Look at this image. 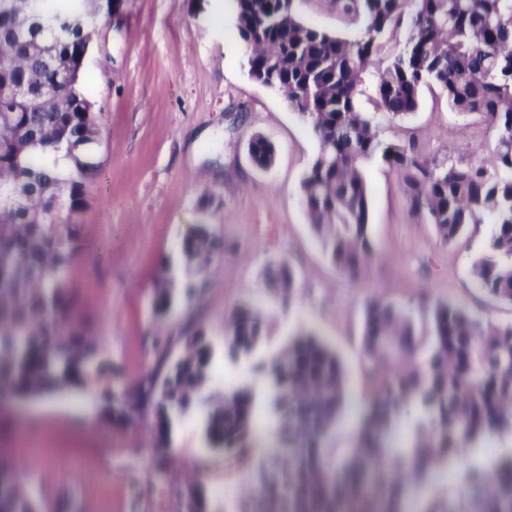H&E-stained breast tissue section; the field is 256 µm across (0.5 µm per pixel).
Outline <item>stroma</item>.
<instances>
[{"instance_id": "stroma-1", "label": "stroma", "mask_w": 512, "mask_h": 512, "mask_svg": "<svg viewBox=\"0 0 512 512\" xmlns=\"http://www.w3.org/2000/svg\"><path fill=\"white\" fill-rule=\"evenodd\" d=\"M298 10L317 28L348 38L357 33L334 0H299ZM244 65L231 0H118L112 20L100 24L84 88L99 115L101 167L77 217L83 245L67 289L79 323L113 372L147 373L156 360L154 337H176L190 319L214 348L207 394L261 387L256 357L232 358L224 348V321L245 302L266 313L258 357L275 356L301 327H313L336 349L357 392L369 384L360 344L371 299L406 303L426 291L483 319L512 322V305L492 302L473 286L472 262L485 251L490 225L467 243H441L431 225L410 216L399 177L378 162L363 167L374 255L361 281L340 274L300 200L318 142L284 97L251 81ZM258 134L275 147L265 170L248 156ZM387 136L416 141L423 153L453 162L489 160L495 149L482 118L452 112L435 88L422 89L417 110ZM199 224L234 249L209 266L202 296L160 318L159 271L182 266L179 244ZM275 260L295 273L296 299L288 307L264 277ZM204 417V408L194 406L173 418L177 457L158 484L152 446L160 414L148 409L127 427L105 416L91 387L25 402L0 398V448L38 458L24 484L48 512H59L62 503L68 512H178L176 492L192 480L208 512H233L249 474L207 448ZM188 459L199 464L197 473L185 469Z\"/></svg>"}]
</instances>
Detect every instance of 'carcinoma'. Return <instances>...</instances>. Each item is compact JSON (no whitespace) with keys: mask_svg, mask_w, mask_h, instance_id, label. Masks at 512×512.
<instances>
[{"mask_svg":"<svg viewBox=\"0 0 512 512\" xmlns=\"http://www.w3.org/2000/svg\"><path fill=\"white\" fill-rule=\"evenodd\" d=\"M238 34L247 47L251 79L277 90L309 125L319 149L300 186L302 207L324 253L348 279L359 280L374 254L370 199L362 165L379 160L402 182L409 212L433 226L445 243L471 228L492 225L488 255L471 275L488 298L512 304V0H336L363 23L354 40L307 24L296 0H233ZM100 0H0V101L12 110L0 127V395L50 397L103 382L106 414L130 420L166 403L186 411L201 396L187 389L208 379L211 348L202 329L187 322L193 341L173 356L157 346L154 368L129 379L112 373L101 347L75 324L67 273L80 249L77 216L87 206L86 185L100 168L99 116L80 80L79 59ZM383 115L359 110L365 75ZM435 85L450 109L477 114L495 130V160L459 163L421 155L415 146L386 138L384 122L416 111L420 89ZM72 162L56 170L54 153ZM252 163L269 167L274 145L256 135ZM219 256L227 244L205 225L183 239L180 251L194 279L185 294L201 293L198 250ZM270 285L294 302L288 262L265 268ZM178 275L160 270L155 306L168 316ZM262 312L236 307L224 327L235 354L263 342ZM361 358L371 377L358 397L347 386L335 350L303 328L286 351L257 366L265 388L224 392L210 406L205 439L240 463L252 460L259 413L276 439L254 466L250 492L236 512H512V453L465 468L459 494L443 484L462 448L512 433V323L484 320L465 305L423 295L415 305L373 299L363 311ZM353 414L359 429L353 448L333 455L330 442ZM416 415L412 440H393ZM154 479H165L175 456L168 429L155 442ZM0 512H38L23 489L21 465L0 456Z\"/></svg>","mask_w":512,"mask_h":512,"instance_id":"carcinoma-1","label":"carcinoma"}]
</instances>
